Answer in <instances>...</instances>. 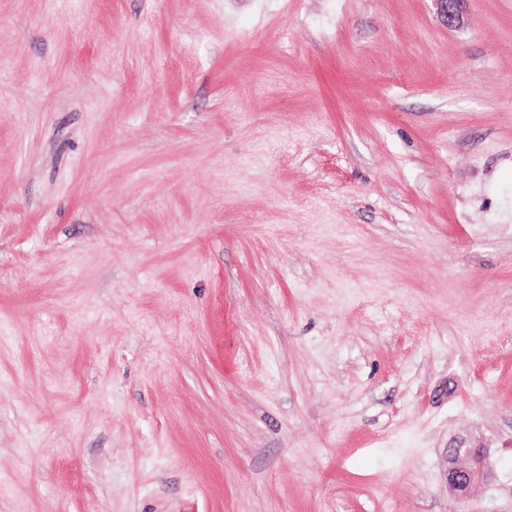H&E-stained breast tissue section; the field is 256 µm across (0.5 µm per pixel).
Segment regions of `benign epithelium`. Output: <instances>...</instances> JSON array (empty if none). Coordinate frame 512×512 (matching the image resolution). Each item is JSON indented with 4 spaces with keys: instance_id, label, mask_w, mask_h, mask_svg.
I'll return each instance as SVG.
<instances>
[{
    "instance_id": "1",
    "label": "benign epithelium",
    "mask_w": 512,
    "mask_h": 512,
    "mask_svg": "<svg viewBox=\"0 0 512 512\" xmlns=\"http://www.w3.org/2000/svg\"><path fill=\"white\" fill-rule=\"evenodd\" d=\"M495 477L490 450L481 443L460 438L448 447V489L464 497L470 488Z\"/></svg>"
}]
</instances>
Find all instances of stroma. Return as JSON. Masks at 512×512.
Returning <instances> with one entry per match:
<instances>
[{
  "instance_id": "obj_1",
  "label": "stroma",
  "mask_w": 512,
  "mask_h": 512,
  "mask_svg": "<svg viewBox=\"0 0 512 512\" xmlns=\"http://www.w3.org/2000/svg\"><path fill=\"white\" fill-rule=\"evenodd\" d=\"M0 512H512V0H0ZM489 448L469 439H456L448 447V488L464 497L470 488L495 477Z\"/></svg>"
}]
</instances>
